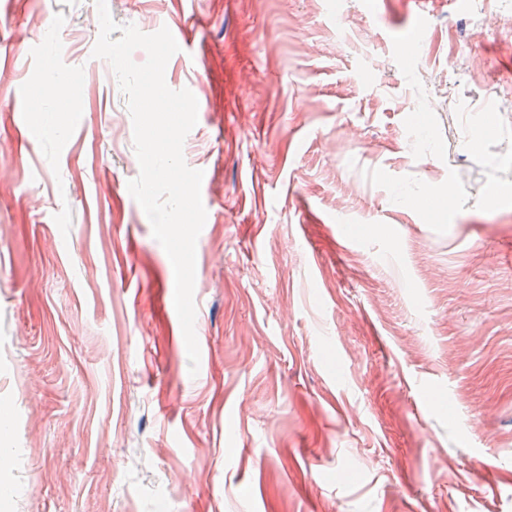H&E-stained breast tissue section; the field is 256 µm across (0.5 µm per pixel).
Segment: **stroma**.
Instances as JSON below:
<instances>
[{
    "label": "stroma",
    "instance_id": "stroma-1",
    "mask_svg": "<svg viewBox=\"0 0 512 512\" xmlns=\"http://www.w3.org/2000/svg\"><path fill=\"white\" fill-rule=\"evenodd\" d=\"M501 3L107 0L192 44L194 374L94 0H0V512H512Z\"/></svg>",
    "mask_w": 512,
    "mask_h": 512
}]
</instances>
